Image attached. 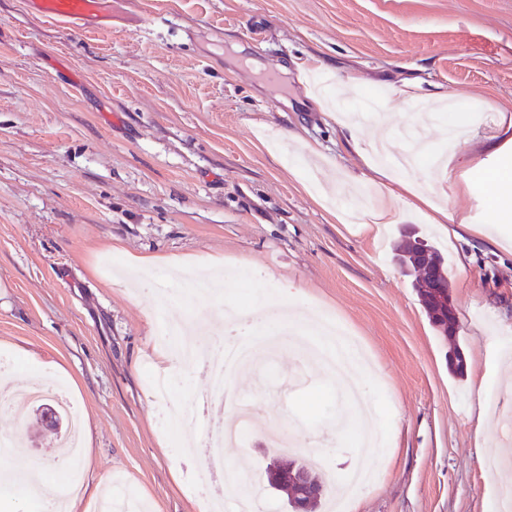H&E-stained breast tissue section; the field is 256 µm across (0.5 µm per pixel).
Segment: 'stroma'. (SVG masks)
<instances>
[{"instance_id":"35a3bbf8","label":"stroma","mask_w":512,"mask_h":512,"mask_svg":"<svg viewBox=\"0 0 512 512\" xmlns=\"http://www.w3.org/2000/svg\"><path fill=\"white\" fill-rule=\"evenodd\" d=\"M112 23L79 26L0 0V358L13 383L58 382L83 419L82 449L58 462L69 418L0 410L7 457L48 485L79 479L84 498L129 495L150 512H202L206 470L167 429L148 389L165 352L153 282L126 287L139 255L186 258L193 279L245 269L284 296L335 316L368 354L391 409L374 481L348 492L358 454L331 423L296 418V394L327 381L292 345L274 380L231 377L250 400L252 432L224 460L253 471L274 512L286 496L265 479L275 457L318 459L342 512H491L486 454L512 446V220L493 221L491 153L512 113V0H108ZM386 119L364 126L365 155L341 121L369 97ZM466 119L462 137L448 129ZM383 166L380 191L371 166ZM437 207L474 216L483 236L454 241L428 211L400 202L404 183ZM364 194L389 207L375 229L339 222ZM448 259L455 344L430 324L392 255L408 228ZM492 420L479 435L480 401ZM301 431L297 447L274 431Z\"/></svg>"}]
</instances>
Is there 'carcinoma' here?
Returning <instances> with one entry per match:
<instances>
[{"label": "carcinoma", "mask_w": 512, "mask_h": 512, "mask_svg": "<svg viewBox=\"0 0 512 512\" xmlns=\"http://www.w3.org/2000/svg\"><path fill=\"white\" fill-rule=\"evenodd\" d=\"M396 261L404 272L416 274L413 287L416 289L419 301L433 328L442 336L448 339L451 338L445 321L438 318L436 305L432 301V298L448 289V271L445 268L444 257L424 241L408 239L397 250ZM293 467L303 471L312 478L314 483L321 487V496L327 495L328 487L322 476L307 463H302L296 459H272L266 466V480H271L270 474L273 469L277 471L289 470Z\"/></svg>", "instance_id": "cac0c4a2"}]
</instances>
